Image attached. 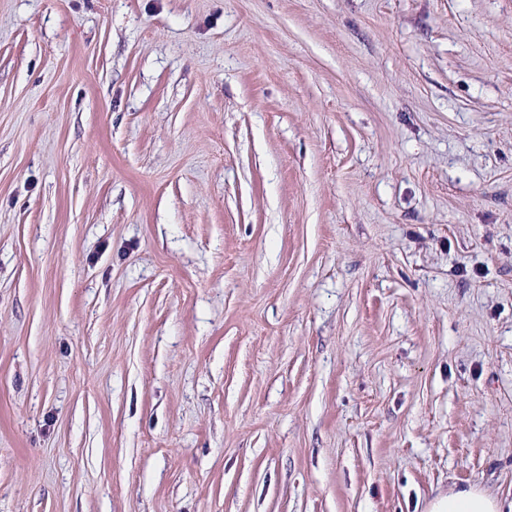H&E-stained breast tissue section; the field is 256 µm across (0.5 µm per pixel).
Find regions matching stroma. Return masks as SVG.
<instances>
[{"instance_id": "obj_1", "label": "stroma", "mask_w": 512, "mask_h": 512, "mask_svg": "<svg viewBox=\"0 0 512 512\" xmlns=\"http://www.w3.org/2000/svg\"><path fill=\"white\" fill-rule=\"evenodd\" d=\"M512 501V0H0V512ZM494 495L473 487H461L439 494L428 502L425 512H504Z\"/></svg>"}]
</instances>
